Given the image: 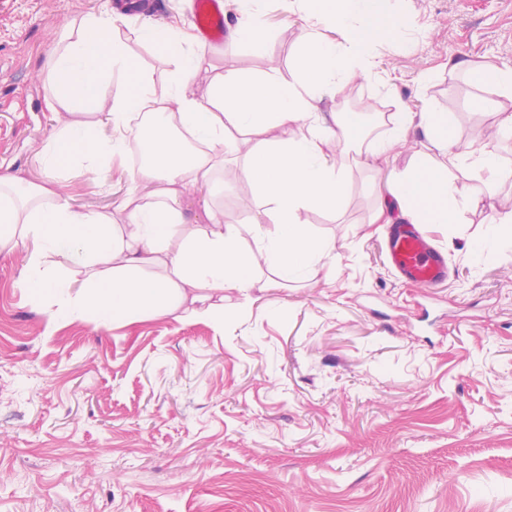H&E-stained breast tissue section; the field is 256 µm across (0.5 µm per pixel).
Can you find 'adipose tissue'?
I'll use <instances>...</instances> for the list:
<instances>
[{
  "label": "adipose tissue",
  "instance_id": "1",
  "mask_svg": "<svg viewBox=\"0 0 512 512\" xmlns=\"http://www.w3.org/2000/svg\"><path fill=\"white\" fill-rule=\"evenodd\" d=\"M288 6L309 22L293 80L283 81L272 67L230 69L211 81L203 101L190 89L199 46L179 28L140 29L143 41L177 63L160 99L119 34L120 14L108 7L64 27L41 75L45 106L58 123L39 151L44 178L35 185L0 179V247L34 241L24 256L23 286L36 299L67 318L93 313L102 325L170 315L220 318L233 293L335 262L333 243L318 239L302 214L335 215L350 191L346 160L356 143L345 113L324 121L319 104L358 79L375 80L376 46L401 36L405 21L382 11L378 0H289ZM323 22L334 26L335 38L319 35ZM454 68L512 98L511 65L467 58ZM395 124V139L374 141L360 164L375 171L388 166L395 140L413 130L429 151L390 183L375 223H453L468 201L457 172H486L487 196L512 175L490 142L460 144L447 113L431 104L417 113L399 107ZM232 129L253 138L243 176L256 191L255 215L242 224L225 223L211 195L221 184ZM133 141L147 161L128 194L107 212L74 209L64 183L75 175L106 182L113 159ZM194 190L205 196L191 212L184 200ZM61 256L82 279L58 265Z\"/></svg>",
  "mask_w": 512,
  "mask_h": 512
}]
</instances>
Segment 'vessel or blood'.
Masks as SVG:
<instances>
[{
	"label": "vessel or blood",
	"instance_id": "1",
	"mask_svg": "<svg viewBox=\"0 0 512 512\" xmlns=\"http://www.w3.org/2000/svg\"><path fill=\"white\" fill-rule=\"evenodd\" d=\"M192 22L202 45L223 46L228 25L225 0H192ZM386 252L390 267L405 282L431 289L448 279V259L431 243L421 225H394Z\"/></svg>",
	"mask_w": 512,
	"mask_h": 512
}]
</instances>
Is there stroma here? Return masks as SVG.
<instances>
[{"label": "stroma", "instance_id": "obj_1", "mask_svg": "<svg viewBox=\"0 0 512 512\" xmlns=\"http://www.w3.org/2000/svg\"><path fill=\"white\" fill-rule=\"evenodd\" d=\"M105 5L0 0V177L42 181L37 152L56 121L40 75L62 26ZM262 8L271 60L203 50L197 97L231 66L293 78L306 17L286 0ZM400 8L409 28L377 49V80L325 97L322 113L363 104L379 139L393 134L384 114L429 99L460 143L484 139L491 118L471 98H505L452 64L512 65V0ZM137 28L120 33L165 95L174 61ZM424 151L414 134L383 171L348 163L335 216L305 215L335 263L235 294L220 322L54 321L22 286V250L0 249V512H512V243H483L494 211L512 207V179L458 223L425 225L452 273L418 288L393 274L387 227L370 217L391 174ZM130 187L116 162L106 186L79 176L64 192L75 209L107 210ZM251 197L240 160L226 161L225 223L247 221Z\"/></svg>", "mask_w": 512, "mask_h": 512}]
</instances>
